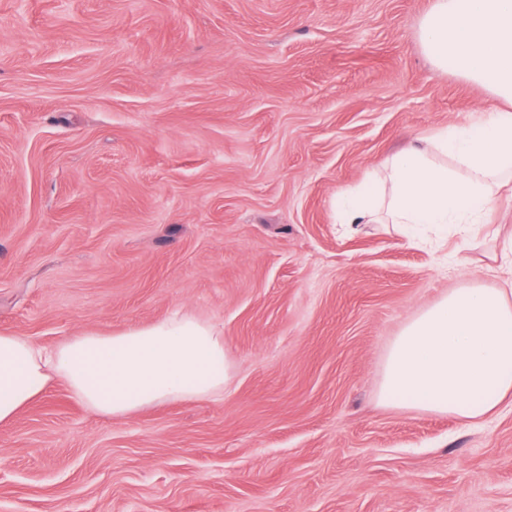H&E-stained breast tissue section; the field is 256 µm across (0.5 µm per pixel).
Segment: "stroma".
<instances>
[{
  "mask_svg": "<svg viewBox=\"0 0 512 512\" xmlns=\"http://www.w3.org/2000/svg\"><path fill=\"white\" fill-rule=\"evenodd\" d=\"M433 0H0V333L190 317L221 393L125 417L55 382L0 426V512H512V409L383 404L390 344L502 287L472 238L341 225L336 196L497 105L418 40Z\"/></svg>",
  "mask_w": 512,
  "mask_h": 512,
  "instance_id": "35a3bbf8",
  "label": "stroma"
}]
</instances>
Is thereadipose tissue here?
<instances>
[{
  "instance_id": "obj_1",
  "label": "adipose tissue",
  "mask_w": 512,
  "mask_h": 512,
  "mask_svg": "<svg viewBox=\"0 0 512 512\" xmlns=\"http://www.w3.org/2000/svg\"><path fill=\"white\" fill-rule=\"evenodd\" d=\"M419 37L436 67L511 107L441 128L388 157L383 177L340 195V218L361 224L379 214L413 231L445 224L464 236L484 222L501 179L512 175V0H433ZM228 379L223 336L191 318L52 347L0 334V425L56 380L91 413L121 417L213 395ZM379 399L465 420L512 402V287L457 288L410 320L390 345Z\"/></svg>"
}]
</instances>
